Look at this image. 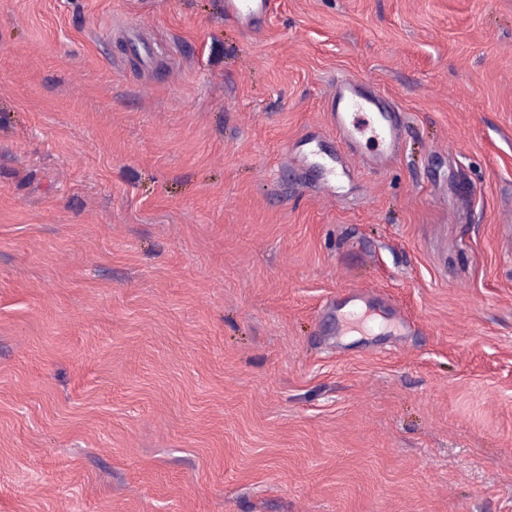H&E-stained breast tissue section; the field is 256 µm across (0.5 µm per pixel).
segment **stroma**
Here are the masks:
<instances>
[{
	"label": "stroma",
	"instance_id": "obj_1",
	"mask_svg": "<svg viewBox=\"0 0 512 512\" xmlns=\"http://www.w3.org/2000/svg\"><path fill=\"white\" fill-rule=\"evenodd\" d=\"M281 2L0 0V512H512V0ZM277 6V0H225L224 17L252 35L263 31ZM378 110L383 147L380 152L369 158H362L358 140L347 121L350 112H371ZM328 118L331 129L336 133L338 151L336 157H329L332 166L327 169L323 188L330 197H335V186L331 177L347 176L350 173L348 162L358 157L373 168H382L392 162L395 157V147L402 142L403 121L400 112L386 109L384 112L377 107L376 97L364 93L357 83L350 78H339L333 89L331 104L328 108Z\"/></svg>",
	"mask_w": 512,
	"mask_h": 512
}]
</instances>
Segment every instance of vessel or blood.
I'll return each mask as SVG.
<instances>
[{"mask_svg": "<svg viewBox=\"0 0 512 512\" xmlns=\"http://www.w3.org/2000/svg\"><path fill=\"white\" fill-rule=\"evenodd\" d=\"M277 6V0H224V16L228 21L241 25L247 34L252 35L263 31ZM374 110L378 111L374 95L364 93L352 79H337L328 108V118L332 130L336 133L338 151L327 171L329 180L324 184L327 195H334V178L349 174L348 162L357 157L359 152L358 141L347 121L348 114ZM378 113L383 147L378 154L366 160L367 165L374 169L392 162L395 148L402 141L403 130L399 112L388 109Z\"/></svg>", "mask_w": 512, "mask_h": 512, "instance_id": "1", "label": "vessel or blood"}]
</instances>
